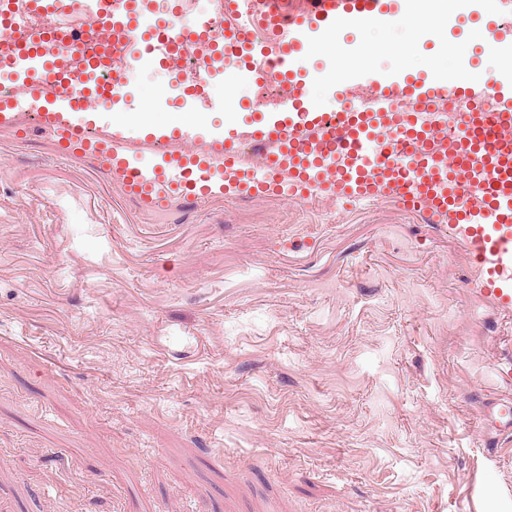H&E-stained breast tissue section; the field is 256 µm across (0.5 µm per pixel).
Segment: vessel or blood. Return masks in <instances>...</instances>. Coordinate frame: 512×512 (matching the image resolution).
<instances>
[{
	"label": "vessel or blood",
	"mask_w": 512,
	"mask_h": 512,
	"mask_svg": "<svg viewBox=\"0 0 512 512\" xmlns=\"http://www.w3.org/2000/svg\"><path fill=\"white\" fill-rule=\"evenodd\" d=\"M488 28L495 42L512 40V0H494ZM312 11L289 12L280 0L260 7L226 33L221 51L209 50L207 21L184 13L171 0L165 19L139 11L138 0H112L114 25L125 28L126 56L115 67L112 85L99 80L92 60L59 69L52 44L64 41L70 53L80 45L75 27L62 25L39 39L24 40L4 71L18 75L11 97L14 111L1 112L0 124L23 125L20 105L49 104L36 113L42 130L56 138L63 154L82 151L102 156L128 195L159 202L172 196L204 200L233 190L244 196L275 189H306L348 203L396 199L408 209L448 216L483 277L481 292L499 310L512 311V82L499 83L494 109H487V88L475 82L415 87L406 93L409 107L398 112L393 95L400 82L374 90L371 108L340 112L303 111L302 94L290 104L302 112L288 124L262 120L249 138L264 149L259 173L244 169L236 143L223 135L201 136L195 155L177 156L169 147L172 132L155 134L156 160L140 163L130 153L123 128L90 127L73 119L97 95L113 94L141 63L178 59L185 47L203 51L206 76L225 73L239 62L254 25L269 33L262 55L287 70L295 45L307 31L393 19L398 0H314ZM403 91V90H402Z\"/></svg>",
	"instance_id": "1"
}]
</instances>
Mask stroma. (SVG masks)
Returning a JSON list of instances; mask_svg holds the SVG:
<instances>
[{
  "label": "stroma",
  "mask_w": 512,
  "mask_h": 512,
  "mask_svg": "<svg viewBox=\"0 0 512 512\" xmlns=\"http://www.w3.org/2000/svg\"><path fill=\"white\" fill-rule=\"evenodd\" d=\"M490 0L320 39L292 75L333 111L398 71L512 76L463 36ZM175 66L74 119L137 139L172 112L247 130L288 112L235 70L183 103ZM151 107L156 123L139 116ZM446 220L313 195L155 207L94 156L0 133V512H512V314Z\"/></svg>",
  "instance_id": "stroma-1"
}]
</instances>
